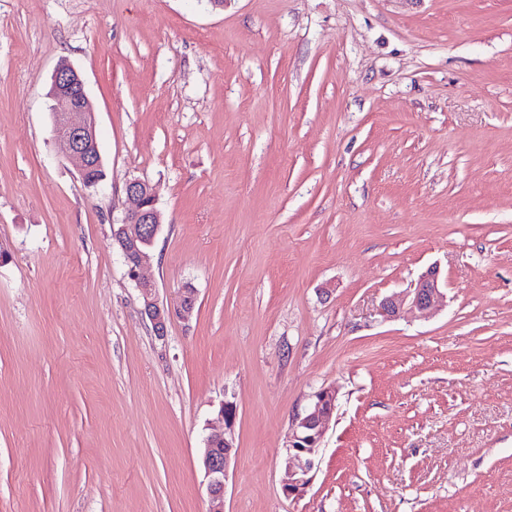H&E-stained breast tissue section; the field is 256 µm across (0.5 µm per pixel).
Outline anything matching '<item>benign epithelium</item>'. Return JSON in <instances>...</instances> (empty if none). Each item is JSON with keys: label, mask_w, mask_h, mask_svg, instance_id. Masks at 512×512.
I'll return each mask as SVG.
<instances>
[{"label": "benign epithelium", "mask_w": 512, "mask_h": 512, "mask_svg": "<svg viewBox=\"0 0 512 512\" xmlns=\"http://www.w3.org/2000/svg\"><path fill=\"white\" fill-rule=\"evenodd\" d=\"M48 98L51 101L52 137L63 145L67 155L79 160L81 179L90 187L95 184L91 176L102 164V158L95 109L81 73L70 63L60 62L52 75ZM125 192L127 208L121 222L112 225V244L118 247L128 275L140 291L143 313L154 334L163 337L172 318H185L193 311L196 294L192 288H183L177 292L173 302L164 305L156 298L155 286L141 278L140 271L149 260L150 250L162 226L161 213L156 207L153 187L148 182L133 179L127 182ZM443 300L439 270L433 266L409 291L386 297L380 304V313L392 320L406 310L434 311ZM336 399L335 388L324 387L315 393L311 406L296 417L288 435L285 457L283 492L286 496L298 495L309 483L315 455L336 410ZM220 413L224 432L207 436L200 453L208 495L219 505L213 512H223L225 482L237 454L234 437L237 406L226 400Z\"/></svg>", "instance_id": "1"}]
</instances>
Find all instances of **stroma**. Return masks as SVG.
Segmentation results:
<instances>
[{"label":"stroma","instance_id":"1","mask_svg":"<svg viewBox=\"0 0 512 512\" xmlns=\"http://www.w3.org/2000/svg\"><path fill=\"white\" fill-rule=\"evenodd\" d=\"M85 80L106 178L51 134ZM188 319L153 335L112 225ZM439 266L446 300L380 301ZM337 409L302 496L297 412ZM512 512V0H0V512ZM125 192L128 206L121 222L112 225V244L118 247L128 275L140 291L142 311L154 334L163 337L174 316L185 318L193 311L196 294L193 288H182L173 302L160 304L155 286L141 278L140 271L149 260L150 250L162 226L161 213L156 207L153 187L148 182L130 180ZM220 413L224 421V432L207 436L200 453V465L207 481L208 495L213 503L219 505L211 512H223L221 506H224L225 482L237 454L234 437L237 406L233 401L224 400Z\"/></svg>","mask_w":512,"mask_h":512}]
</instances>
